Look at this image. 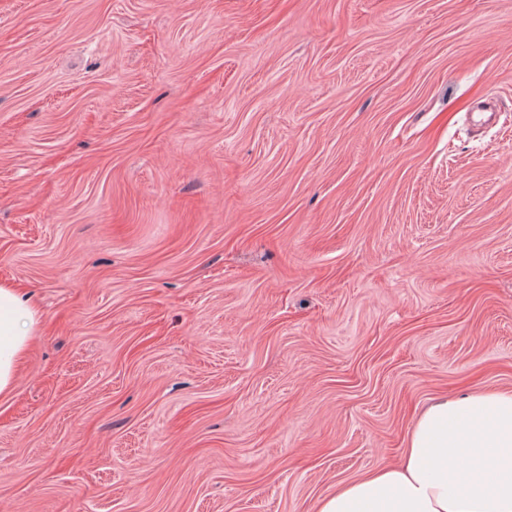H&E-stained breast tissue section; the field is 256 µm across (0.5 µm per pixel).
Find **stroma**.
Listing matches in <instances>:
<instances>
[{"instance_id": "stroma-1", "label": "stroma", "mask_w": 512, "mask_h": 512, "mask_svg": "<svg viewBox=\"0 0 512 512\" xmlns=\"http://www.w3.org/2000/svg\"><path fill=\"white\" fill-rule=\"evenodd\" d=\"M0 512H317L512 392V0H0ZM40 322L41 313L30 298L12 283L0 281V396L12 392Z\"/></svg>"}]
</instances>
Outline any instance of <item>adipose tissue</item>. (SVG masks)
Wrapping results in <instances>:
<instances>
[{
  "instance_id": "adipose-tissue-1",
  "label": "adipose tissue",
  "mask_w": 512,
  "mask_h": 512,
  "mask_svg": "<svg viewBox=\"0 0 512 512\" xmlns=\"http://www.w3.org/2000/svg\"><path fill=\"white\" fill-rule=\"evenodd\" d=\"M40 322L30 298L0 281V396L12 392ZM318 512H512V393L431 403L397 464L340 485Z\"/></svg>"
}]
</instances>
